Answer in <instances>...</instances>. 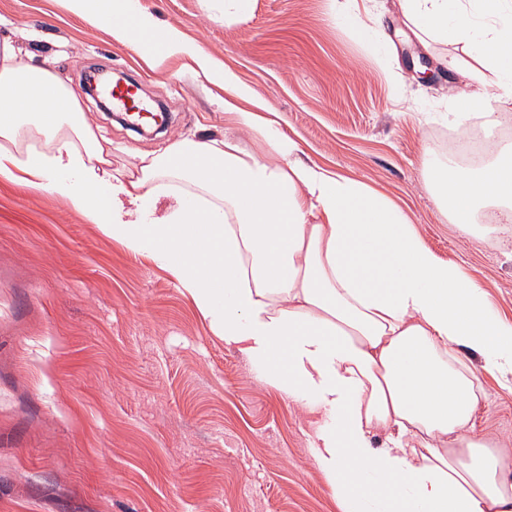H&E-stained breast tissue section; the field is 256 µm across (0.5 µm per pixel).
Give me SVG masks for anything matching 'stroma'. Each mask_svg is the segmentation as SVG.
<instances>
[{
  "label": "stroma",
  "mask_w": 512,
  "mask_h": 512,
  "mask_svg": "<svg viewBox=\"0 0 512 512\" xmlns=\"http://www.w3.org/2000/svg\"><path fill=\"white\" fill-rule=\"evenodd\" d=\"M139 3L232 72L250 91L239 107L264 105L305 160L386 194L512 322V234L467 236L424 183L470 58L421 43L397 0H253L242 17L224 0ZM353 3L378 33L350 27ZM4 38L50 61L113 163L181 135L250 139L224 120L230 86L187 57L146 61L59 0H0ZM93 70L137 82L165 129L146 136L108 115L84 89ZM480 381L475 432L512 456V387ZM312 421L212 334L166 269L65 202L0 182V512H341Z\"/></svg>",
  "instance_id": "stroma-1"
}]
</instances>
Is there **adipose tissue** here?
Here are the masks:
<instances>
[{
	"label": "adipose tissue",
	"instance_id": "adipose-tissue-1",
	"mask_svg": "<svg viewBox=\"0 0 512 512\" xmlns=\"http://www.w3.org/2000/svg\"><path fill=\"white\" fill-rule=\"evenodd\" d=\"M72 15L134 50L162 34L160 57L186 56L210 78L249 90L199 44L160 26L138 0H63ZM416 34L459 46L476 65L452 123L512 104V0H400ZM235 137H177L112 163L48 64L0 42V180L61 199L113 241L177 279L215 336L240 346L263 381L322 413L317 467L343 512H512V460L474 432L477 376L512 375V323L415 225L363 181L310 164L256 113L225 104ZM476 170L426 166L452 223L512 216V143L490 139ZM479 357L480 370L464 358ZM385 432L389 447L372 440Z\"/></svg>",
	"mask_w": 512,
	"mask_h": 512
}]
</instances>
